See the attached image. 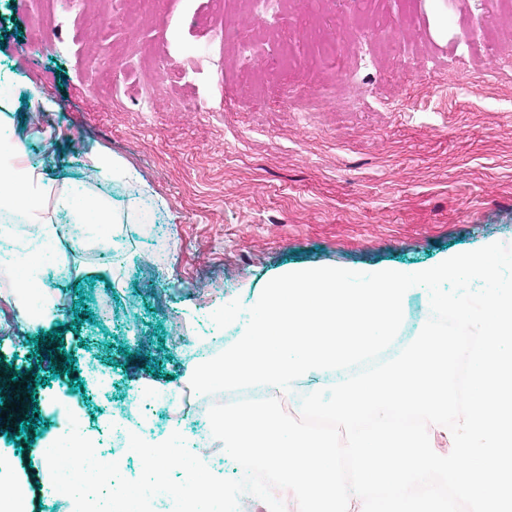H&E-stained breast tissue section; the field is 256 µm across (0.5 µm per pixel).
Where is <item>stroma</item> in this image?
Returning a JSON list of instances; mask_svg holds the SVG:
<instances>
[{"label": "stroma", "mask_w": 512, "mask_h": 512, "mask_svg": "<svg viewBox=\"0 0 512 512\" xmlns=\"http://www.w3.org/2000/svg\"><path fill=\"white\" fill-rule=\"evenodd\" d=\"M94 27L57 0L55 47L31 48L34 0H0V82L14 97L7 131L57 183L89 180L98 149L131 171L97 184L130 214L114 247L64 243L54 282L75 372L53 376L37 338L47 326L14 309L0 278V368L35 388L30 435L0 431V458L28 512H69L42 454L67 396L83 433L105 436L113 410L145 387L189 385L198 351L228 336L211 319L245 283L286 265L366 272L414 268L489 242L512 244V11L498 0H294L274 17L296 56L283 65L242 0L223 42L215 0H156ZM399 15L389 38L377 20ZM356 85L337 84L338 70ZM49 105L32 111L30 87ZM299 109L281 105L283 87ZM91 310L77 318L78 306ZM32 445H25V438Z\"/></svg>", "instance_id": "35a3bbf8"}]
</instances>
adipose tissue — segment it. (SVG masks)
Returning a JSON list of instances; mask_svg holds the SVG:
<instances>
[{
    "label": "adipose tissue",
    "instance_id": "1",
    "mask_svg": "<svg viewBox=\"0 0 512 512\" xmlns=\"http://www.w3.org/2000/svg\"><path fill=\"white\" fill-rule=\"evenodd\" d=\"M23 151L17 141L11 157H0V209L15 204V189L20 186L25 191L21 214L40 243L58 242L68 224L103 239L111 237L121 218L92 186L72 188L45 180L36 166L24 162Z\"/></svg>",
    "mask_w": 512,
    "mask_h": 512
}]
</instances>
